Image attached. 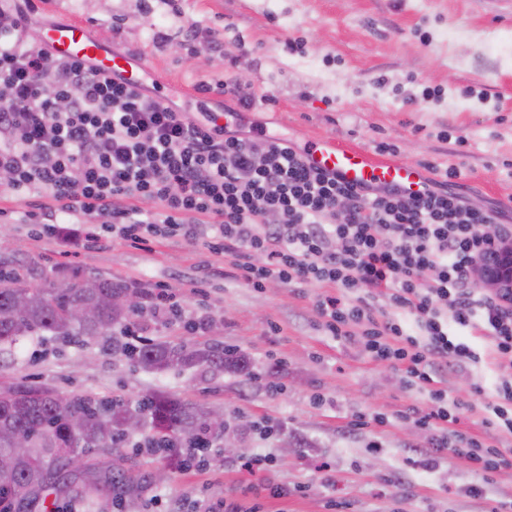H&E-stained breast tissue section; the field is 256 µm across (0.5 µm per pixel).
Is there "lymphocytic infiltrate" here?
Returning a JSON list of instances; mask_svg holds the SVG:
<instances>
[{
	"label": "lymphocytic infiltrate",
	"mask_w": 512,
	"mask_h": 512,
	"mask_svg": "<svg viewBox=\"0 0 512 512\" xmlns=\"http://www.w3.org/2000/svg\"><path fill=\"white\" fill-rule=\"evenodd\" d=\"M33 0H0V172L11 194L44 204L0 208L7 224L38 226L62 254L112 238L141 246L183 238L230 258L254 290L315 284V308L332 337L358 340L374 360L426 390L414 412L433 452L468 459L483 475L512 465L485 439L457 430L470 405L436 378L481 363L457 331L491 342L498 369L485 405L512 433V294L477 287L483 227L512 240L502 211L471 206L445 180L423 192L367 185L308 165L279 138L238 136L219 114L191 118L146 91L24 39ZM159 204L156 212L139 203Z\"/></svg>",
	"instance_id": "lymphocytic-infiltrate-1"
}]
</instances>
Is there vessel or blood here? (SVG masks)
I'll list each match as a JSON object with an SVG mask.
<instances>
[{
  "label": "vessel or blood",
  "instance_id": "vessel-or-blood-1",
  "mask_svg": "<svg viewBox=\"0 0 512 512\" xmlns=\"http://www.w3.org/2000/svg\"><path fill=\"white\" fill-rule=\"evenodd\" d=\"M39 40L55 57L122 76L134 89L145 86L154 76L153 69L141 56L113 51L93 33L90 24L82 20L45 26L40 30ZM307 150L311 165L338 174L356 187L388 185L415 193L429 178L420 164L377 159L362 148L331 139L311 141Z\"/></svg>",
  "mask_w": 512,
  "mask_h": 512
}]
</instances>
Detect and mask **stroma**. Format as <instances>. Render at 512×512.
I'll list each match as a JSON object with an SVG mask.
<instances>
[{"label":"stroma","mask_w":512,"mask_h":512,"mask_svg":"<svg viewBox=\"0 0 512 512\" xmlns=\"http://www.w3.org/2000/svg\"><path fill=\"white\" fill-rule=\"evenodd\" d=\"M72 16L115 49L143 57L158 77L148 92L163 91L196 119L242 108L217 93L185 101L183 86L237 84L254 101L247 121L229 130L299 149L320 137L371 153L387 142L395 159L460 168L469 203H512V0H55L45 14ZM158 29L169 34L166 44L154 42ZM291 40L301 52L288 51ZM468 86L483 89L485 100L465 96ZM427 87L440 99L423 100ZM229 267L223 255L182 238L142 247L106 240L64 257L48 239L0 223V269L34 284L95 274L163 286L184 313L174 322L141 313L144 336L232 347L246 364L241 372L148 371L113 352L123 339L118 328L81 344L25 342L0 366V389L36 385L132 403L165 393L222 411L243 451L228 455L215 443L205 471L125 448L142 491L125 499L124 512H152L157 494L172 512H193L201 496L245 512L256 504L261 512H512V467L485 479L445 451L424 466L430 433L404 414L427 409L426 392L357 343L328 336L315 309L319 287L271 282L258 292L229 277ZM202 303L208 324L197 330L191 322ZM272 384L281 394L269 393ZM495 386L482 364L446 384L449 397L472 404L461 430L512 449L511 433L484 422ZM270 421L279 432L268 440L261 428ZM264 456L269 466L246 470L248 459Z\"/></svg>","instance_id":"1"}]
</instances>
